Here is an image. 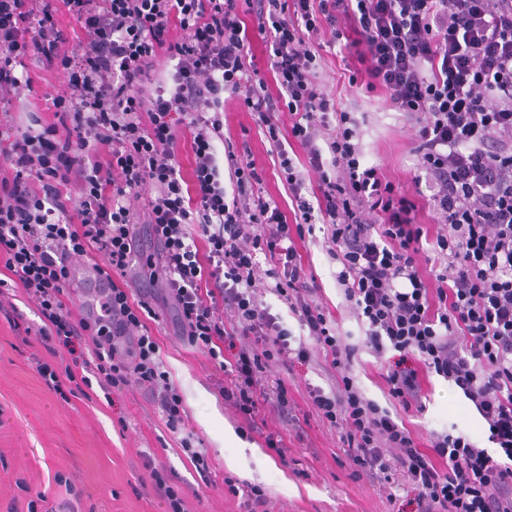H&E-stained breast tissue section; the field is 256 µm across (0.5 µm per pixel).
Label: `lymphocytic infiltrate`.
Listing matches in <instances>:
<instances>
[{
	"mask_svg": "<svg viewBox=\"0 0 512 512\" xmlns=\"http://www.w3.org/2000/svg\"><path fill=\"white\" fill-rule=\"evenodd\" d=\"M82 36L70 41L59 14ZM330 31L354 50L365 87L385 94L417 128L415 151L439 229L424 278L418 205L366 164L358 122L319 80L314 40ZM268 49V73L249 50ZM36 60L68 74L45 95L55 120L20 129L8 109ZM242 100L269 143L291 202L265 198L249 141L225 140V95ZM292 123L281 129L279 113ZM194 157L178 160L182 133ZM297 152H290V145ZM318 176L308 186L303 173ZM228 183H221V173ZM150 187L143 212L131 197ZM145 225L154 251L140 245ZM323 232L343 290L385 359L387 395L421 406V372L460 389L500 451L462 432L419 447L400 417L364 396L296 238ZM278 296L306 328V344L258 297L257 254ZM94 262L106 286L97 309L74 314L75 260ZM163 274L183 336L221 373L226 402L280 461L288 450L262 414L299 422L271 363L319 350L336 370L311 404L353 463V479L411 488L415 512H512V0H0V314L14 284L41 323L36 341L65 364L39 362L63 400L136 386L171 433L185 425L147 298L117 285L133 265ZM129 342L121 350V342Z\"/></svg>",
	"mask_w": 512,
	"mask_h": 512,
	"instance_id": "obj_1",
	"label": "lymphocytic infiltrate"
}]
</instances>
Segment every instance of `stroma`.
<instances>
[{"instance_id":"obj_1","label":"stroma","mask_w":512,"mask_h":512,"mask_svg":"<svg viewBox=\"0 0 512 512\" xmlns=\"http://www.w3.org/2000/svg\"><path fill=\"white\" fill-rule=\"evenodd\" d=\"M330 39L327 32L317 38L322 84L358 120L365 161L378 166L399 190L415 193L418 158L412 125L389 109L384 94L350 84L348 64L338 49L329 48ZM28 69L33 82L19 86L14 104L51 122L42 96L63 93L67 76L33 62ZM224 117L225 137H237L245 127L252 131V116L242 103L227 101ZM250 147L252 160L264 173V192L288 205L268 142L252 131ZM322 239L318 231L298 245L316 278V299L335 320L345 343L356 348L352 374L357 385L367 398L388 406L384 363L366 347L364 331L336 283L337 266L322 249ZM152 284L161 356L184 397L186 432L202 441L208 453L209 481L201 480L183 454L179 436L167 430L144 393L129 388L108 399L97 388L92 400L63 401L44 386L37 372V362L47 359V352L0 318V512H24L33 492L45 493L53 512H165V503L144 488L149 461L172 477L191 512H244L242 497L224 484L228 476L262 486L268 512H414L406 491H399L393 503L377 485L350 479L351 464L342 458L338 433L313 414L308 396L309 386L326 388L331 383L329 362L321 353H314L308 364L280 366L270 373L271 379L287 385L291 400L309 415L303 440H290L288 460L280 462L220 396L207 357L177 333L164 281ZM423 394V411L404 416L420 444L454 425L478 447L498 455L487 427L460 390L431 373L423 378ZM58 473L73 478V492L55 483ZM20 479L26 489L17 487Z\"/></svg>"}]
</instances>
